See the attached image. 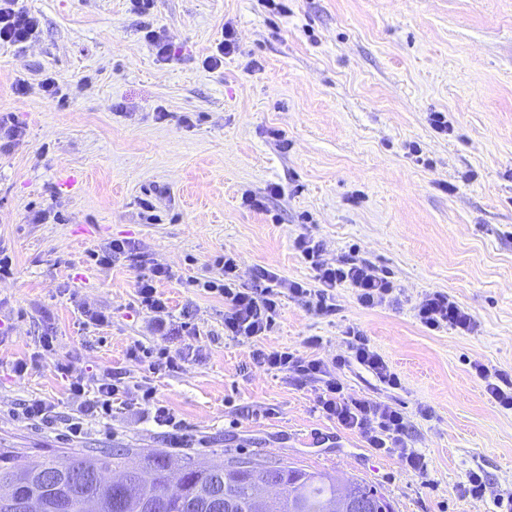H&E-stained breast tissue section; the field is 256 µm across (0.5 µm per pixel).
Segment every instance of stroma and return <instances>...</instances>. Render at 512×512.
Here are the masks:
<instances>
[{"label": "stroma", "mask_w": 512, "mask_h": 512, "mask_svg": "<svg viewBox=\"0 0 512 512\" xmlns=\"http://www.w3.org/2000/svg\"><path fill=\"white\" fill-rule=\"evenodd\" d=\"M284 3L154 0L138 12L129 0H18L39 27L0 45V111L23 129L0 143V258L12 269L0 278V448L21 468L94 448L162 451L173 491L186 460L260 457L365 479L394 512H497L512 493V409L475 367L512 374V0ZM228 23L237 50L204 68ZM434 112L447 133L431 127ZM304 233L329 260L374 266L396 301L368 309L340 288L314 314L285 296L265 335H225L223 298L191 280L221 277L214 258L231 252L243 287L263 268L311 281L295 247ZM116 238L133 257L91 260ZM155 266L173 273L157 284L163 330L135 290ZM436 290L475 317L474 332L421 325L418 305ZM351 328L399 387L352 358ZM137 344L145 356H131ZM284 348L337 360L346 392L400 409L426 472L326 417L319 382L254 357ZM159 352L175 368H151ZM107 377L121 384L111 414L70 436L68 419ZM76 379L85 394L70 391ZM147 389L174 425L154 422ZM34 399L54 405L52 426L22 419ZM473 470L487 489L460 496Z\"/></svg>", "instance_id": "35a3bbf8"}]
</instances>
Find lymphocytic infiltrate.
Returning <instances> with one entry per match:
<instances>
[{"mask_svg": "<svg viewBox=\"0 0 512 512\" xmlns=\"http://www.w3.org/2000/svg\"><path fill=\"white\" fill-rule=\"evenodd\" d=\"M14 3L15 0H0V44H23L37 32V17L15 9ZM295 245L313 271L312 282L290 281L265 270L260 274L262 287L242 288L237 284L236 255L221 257L223 281L208 280L204 286L224 298V330L228 335L247 340L264 335L279 314L282 296L287 294L299 298L307 310L315 313L328 312L330 300L342 286L354 290L357 301L366 308L394 301L393 284L373 266L349 261L328 263L322 257L320 242L305 235L299 236ZM417 316L431 331L450 327L468 332L475 327L473 316L443 291L429 293L419 304ZM256 358L272 370L322 378L318 402L324 413L357 431L369 447L397 455L415 472L426 471L424 457L408 446V421L399 409L369 397L346 394L343 385L333 377L329 364L322 359L285 349L260 351Z\"/></svg>", "mask_w": 512, "mask_h": 512, "instance_id": "f902f5d3", "label": "lymphocytic infiltrate"}]
</instances>
